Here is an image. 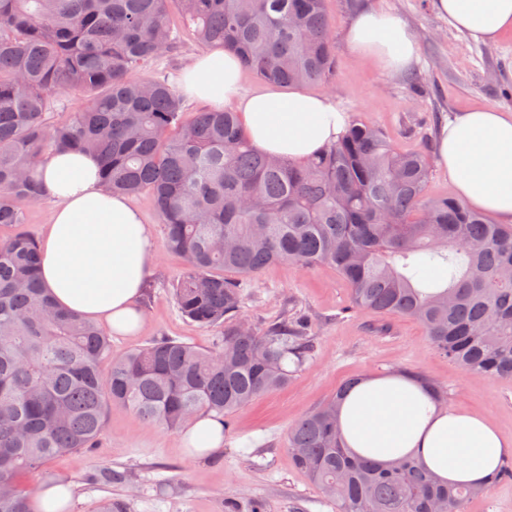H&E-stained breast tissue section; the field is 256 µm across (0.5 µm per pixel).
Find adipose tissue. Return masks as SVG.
Wrapping results in <instances>:
<instances>
[{"mask_svg": "<svg viewBox=\"0 0 512 512\" xmlns=\"http://www.w3.org/2000/svg\"><path fill=\"white\" fill-rule=\"evenodd\" d=\"M449 24L474 41L512 32V0H435ZM352 55L406 69L417 54L414 34L385 11L358 13L347 31ZM191 97L220 106L236 100L244 131L269 154L307 159L334 141L346 118L324 95L297 87L243 89L233 54L212 49L181 74ZM437 155L458 198L470 208L512 224V113L492 106L460 112L442 129ZM93 155L58 151L44 161L43 191L55 205L40 243L44 287L62 306L97 322L112 335H138L145 323L141 298L154 269L152 233L126 196L104 190ZM348 448L381 462L420 453L443 482L476 485L500 464L507 444L485 417L436 405L418 384L400 376L359 381L339 406ZM194 459L224 446V426L208 415L184 429Z\"/></svg>", "mask_w": 512, "mask_h": 512, "instance_id": "1", "label": "adipose tissue"}]
</instances>
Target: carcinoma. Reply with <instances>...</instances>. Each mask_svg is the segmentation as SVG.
<instances>
[{"instance_id": "obj_1", "label": "carcinoma", "mask_w": 512, "mask_h": 512, "mask_svg": "<svg viewBox=\"0 0 512 512\" xmlns=\"http://www.w3.org/2000/svg\"><path fill=\"white\" fill-rule=\"evenodd\" d=\"M177 12L203 47L283 85L327 83L336 67L324 0H0V512H33L20 483L66 453L95 447L109 407L180 428L226 417L285 386L311 346L295 319L242 329L241 288L273 263L328 265L356 309L419 322L435 350L472 375L512 379V228L452 197H432L428 157L399 152L354 121L306 160L255 150L239 113L187 115L168 76L128 77L176 50ZM82 98L62 123L48 114ZM69 147L101 161L114 194L148 193L169 251L180 313L220 326L219 349L152 341L112 356L102 327L58 307L36 277L38 245L25 208L42 199L40 162ZM111 360L108 373L102 363ZM346 383L288 432V447L339 512H466L512 479L501 465L475 487L442 484L415 456L381 464L347 448L336 406Z\"/></svg>"}]
</instances>
